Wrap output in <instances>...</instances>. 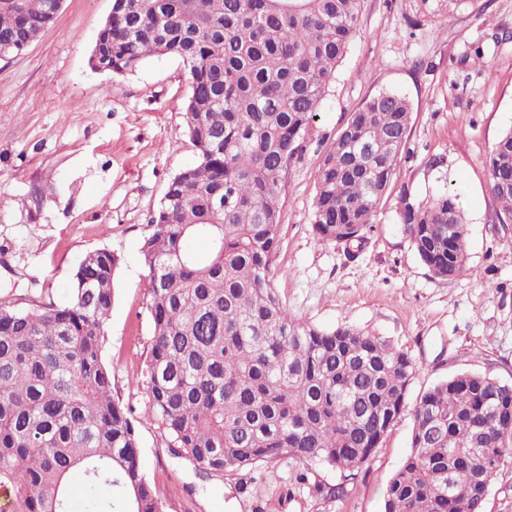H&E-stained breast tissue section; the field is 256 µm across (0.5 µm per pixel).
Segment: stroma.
I'll use <instances>...</instances> for the list:
<instances>
[{
    "instance_id": "obj_1",
    "label": "stroma",
    "mask_w": 512,
    "mask_h": 512,
    "mask_svg": "<svg viewBox=\"0 0 512 512\" xmlns=\"http://www.w3.org/2000/svg\"><path fill=\"white\" fill-rule=\"evenodd\" d=\"M111 11L112 0H63L25 51L0 59V297L63 301L87 253L119 257L104 356L163 512H382L387 483L410 452L407 411L349 480L312 465L297 486L288 460L204 479L166 448L145 377L151 319L141 247L169 180L199 156L187 132L182 61L155 56L122 75L91 67ZM495 32L506 40L492 42ZM479 46L480 68L471 61ZM381 91L412 105L409 152L362 255L350 260L315 240L318 171L350 112ZM508 128L512 0H362L359 32L281 196L271 284L299 321L351 325L406 351L417 364L409 401L464 371L512 383V224L492 220L485 168ZM449 189L467 217V272L446 281L412 249L397 202L404 191L423 200ZM316 485L324 494L313 493Z\"/></svg>"
}]
</instances>
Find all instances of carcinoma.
<instances>
[{
	"mask_svg": "<svg viewBox=\"0 0 512 512\" xmlns=\"http://www.w3.org/2000/svg\"><path fill=\"white\" fill-rule=\"evenodd\" d=\"M360 13L361 0H113L93 47L97 71L172 56L188 73L199 162L170 179L142 246L145 372L170 454L203 477L281 458L355 476L406 407L416 364L405 351L294 319L270 283L288 171ZM53 20L47 0H0V52H22ZM411 112L405 96L382 91L350 113L319 167L318 243L363 252L408 152ZM486 180L497 222L511 224L512 128L492 146ZM399 216L433 276L464 275L457 195L404 192ZM118 264L110 251L88 253L62 303L0 300V512H71L77 473L86 512H163L103 359ZM412 420L384 512H484L481 494L512 462V385L455 374L417 398Z\"/></svg>",
	"mask_w": 512,
	"mask_h": 512,
	"instance_id": "cac0c4a2",
	"label": "carcinoma"
}]
</instances>
